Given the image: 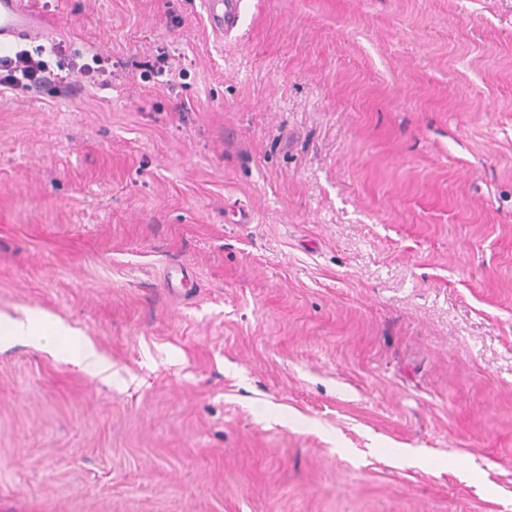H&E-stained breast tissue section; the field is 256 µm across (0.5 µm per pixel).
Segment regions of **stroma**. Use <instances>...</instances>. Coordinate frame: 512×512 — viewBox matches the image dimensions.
I'll use <instances>...</instances> for the list:
<instances>
[{
    "label": "stroma",
    "mask_w": 512,
    "mask_h": 512,
    "mask_svg": "<svg viewBox=\"0 0 512 512\" xmlns=\"http://www.w3.org/2000/svg\"><path fill=\"white\" fill-rule=\"evenodd\" d=\"M33 2L0 512H512V0ZM240 0H206L211 26L219 32H231L239 18ZM41 318L36 315H29L22 321H11L7 324L1 323L0 335L1 336H31L35 341L39 342L45 334L40 329Z\"/></svg>",
    "instance_id": "1"
}]
</instances>
